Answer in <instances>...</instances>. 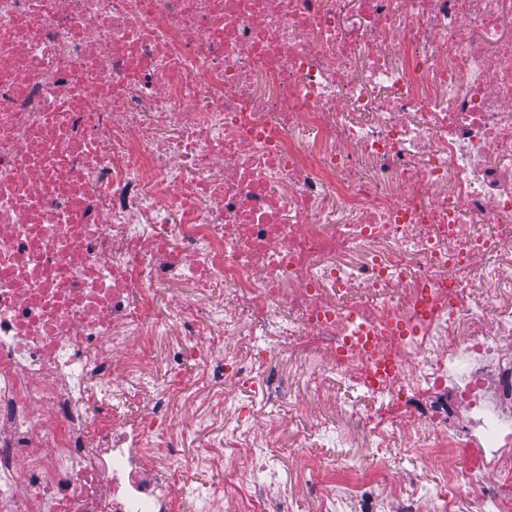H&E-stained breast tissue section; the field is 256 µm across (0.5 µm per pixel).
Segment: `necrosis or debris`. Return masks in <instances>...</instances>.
Instances as JSON below:
<instances>
[{
    "label": "necrosis or debris",
    "mask_w": 512,
    "mask_h": 512,
    "mask_svg": "<svg viewBox=\"0 0 512 512\" xmlns=\"http://www.w3.org/2000/svg\"><path fill=\"white\" fill-rule=\"evenodd\" d=\"M318 446L315 512H512V0H0V512Z\"/></svg>",
    "instance_id": "obj_1"
}]
</instances>
